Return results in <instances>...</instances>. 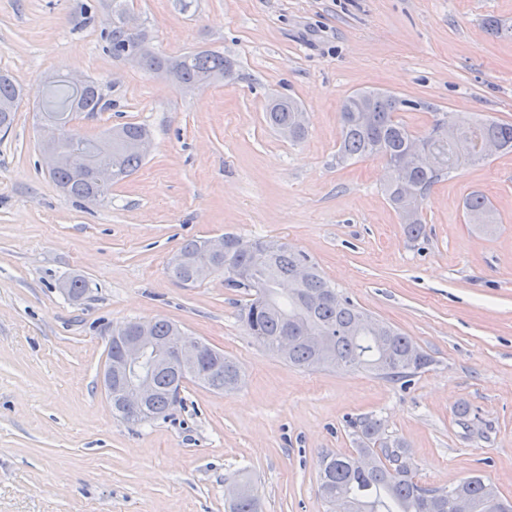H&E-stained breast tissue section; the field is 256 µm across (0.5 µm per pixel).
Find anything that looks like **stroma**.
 <instances>
[{
	"label": "stroma",
	"instance_id": "1",
	"mask_svg": "<svg viewBox=\"0 0 512 512\" xmlns=\"http://www.w3.org/2000/svg\"><path fill=\"white\" fill-rule=\"evenodd\" d=\"M102 2L0 0V71L27 89L0 137V512H226L242 474L260 512H326L318 457L354 448L349 422L364 415L405 441L421 483L481 474L512 498V155L434 186L415 241L383 194L384 161H335L339 106L359 89L420 102L402 114L420 134L437 114L512 121V0H137L160 53L234 61L232 80L187 93L103 52ZM55 72L98 81L112 101L74 120L85 137L151 131L111 203L65 196L41 165L38 107ZM278 95L308 113L305 139L269 125ZM474 191L497 209L493 234L464 220ZM225 235L306 253L433 365L407 386L288 367L248 333L245 294L223 275L184 288L167 273L185 241ZM73 276L87 284L77 301L59 288ZM156 318L235 359L240 388L190 382L168 417L116 416L101 383L112 330Z\"/></svg>",
	"mask_w": 512,
	"mask_h": 512
}]
</instances>
